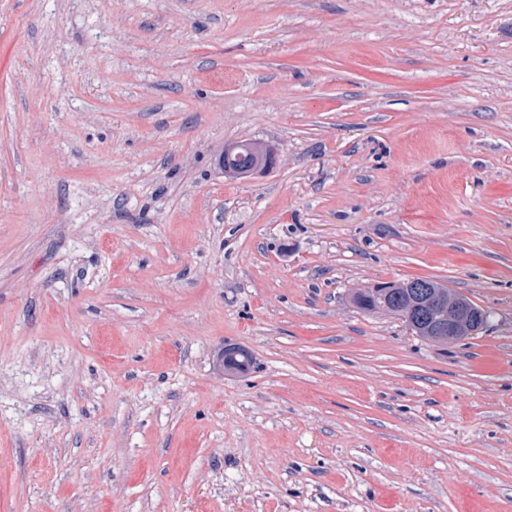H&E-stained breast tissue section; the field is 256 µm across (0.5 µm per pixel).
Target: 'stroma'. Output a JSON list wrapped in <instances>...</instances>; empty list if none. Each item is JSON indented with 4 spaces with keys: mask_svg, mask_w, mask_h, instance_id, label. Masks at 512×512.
<instances>
[{
    "mask_svg": "<svg viewBox=\"0 0 512 512\" xmlns=\"http://www.w3.org/2000/svg\"><path fill=\"white\" fill-rule=\"evenodd\" d=\"M0 512H512V0H0ZM238 155L244 157L243 162L237 161ZM219 162L224 173L234 178H245L254 171L270 167L274 162V156L267 145L261 142H246L223 152ZM424 281L431 284L441 295H448V318H443L434 326L431 339L437 343L458 341L476 335L482 329L480 317L473 308L462 303L456 296L448 292V288L429 279L414 278L400 283L406 285L410 281ZM394 283V284H400ZM412 288H414V306L424 305L427 307L431 299L428 298V289H426L428 286L425 283H411L407 285L406 288H404V286L395 288V291L384 299H381V295L377 294L379 292L375 291L377 288H360L355 293L353 301L357 308L365 312H376L380 306V310L387 311V309L391 307L393 311L390 312V314L401 319L413 336L427 341V336L432 329L430 320H426L425 318L420 319L421 317L418 311L414 309H412L413 314L409 315L408 313L410 307L407 292H411ZM384 303H388L389 307L387 304L384 305Z\"/></svg>",
    "mask_w": 512,
    "mask_h": 512,
    "instance_id": "stroma-1",
    "label": "stroma"
}]
</instances>
